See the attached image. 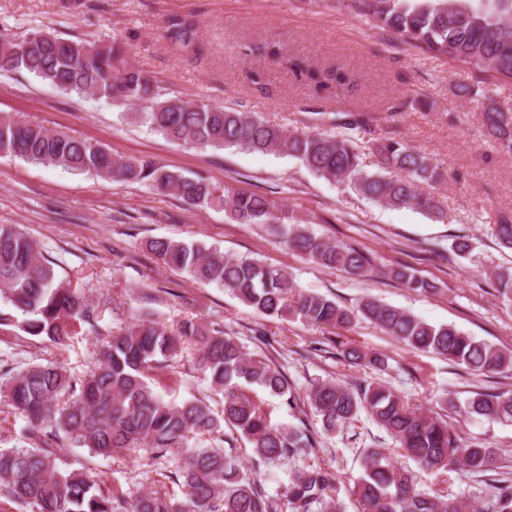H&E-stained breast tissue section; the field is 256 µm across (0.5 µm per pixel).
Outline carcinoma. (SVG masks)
Listing matches in <instances>:
<instances>
[{
    "label": "carcinoma",
    "instance_id": "cac0c4a2",
    "mask_svg": "<svg viewBox=\"0 0 512 512\" xmlns=\"http://www.w3.org/2000/svg\"><path fill=\"white\" fill-rule=\"evenodd\" d=\"M358 13L400 44L434 57L473 66L492 81L512 82V0H354ZM166 36L185 48L194 45L196 23L168 20ZM115 45L96 47L32 33L21 41L0 34V72H27L68 93L114 102H142L140 118L166 137L197 147H235L247 152H279L315 174L352 188L386 207L420 210L437 221L447 217L442 202L422 187L444 182L443 168L394 140L374 141L369 150L378 169H364L355 133L368 126L364 114L349 113L342 135L295 132L242 112L207 103L167 97L152 78L124 63ZM456 96L477 103L486 138L512 154V108L499 104L482 88L460 85ZM19 157L44 166L88 173L104 180L146 182L172 191L188 205L219 208L241 224H272L284 244L318 265L355 278L372 275V260L362 250L332 243L308 225L293 223L288 211L265 196L216 186L154 163L114 156L102 145L69 133L14 118L0 119V157ZM498 243L512 249V217L502 214L493 227ZM163 264L187 273L198 283L215 284L266 316L313 326L348 328L357 317L413 350L440 356L481 376L512 369V351L481 341L449 324L433 325L407 311L367 297L357 311L325 295L300 288L288 272L246 256L230 258L217 247L203 248L170 238L145 242ZM387 275L407 287L434 294L437 286L406 265ZM0 325L18 323L31 336L65 345L87 325L95 329V307L85 293L58 279L53 262L36 249L15 224L0 225ZM194 345L196 366L222 407L196 399L180 406L167 402L152 383L181 352ZM350 364L388 368L387 357L350 346L340 352ZM257 385L295 409L297 388L274 361L250 354L222 328L184 320L172 331L150 319L119 330L97 353L94 366L75 378L49 361L17 372L8 368L0 398L26 422L29 446L0 450V496L30 512H281L252 474L224 451V444L245 439L252 466L288 457L308 458L316 440L307 426H275L245 390ZM309 406L326 433L367 413L398 444L405 456L430 472L448 473L462 466L483 473L493 466L497 449L461 437L446 421L412 409L380 383L354 389L333 380L311 385ZM448 408L467 418L512 422V394L475 392L464 403L448 397ZM68 440L91 457L108 459L134 448L151 449L161 459L180 455L184 498L151 490L123 493L84 469L62 460L50 442ZM362 512H471L464 498L417 489L414 477L380 448L368 451L363 476L355 486ZM333 471L309 465L293 475L285 498L292 512H341L332 492ZM488 512H512V486L500 487Z\"/></svg>",
    "mask_w": 512,
    "mask_h": 512
}]
</instances>
